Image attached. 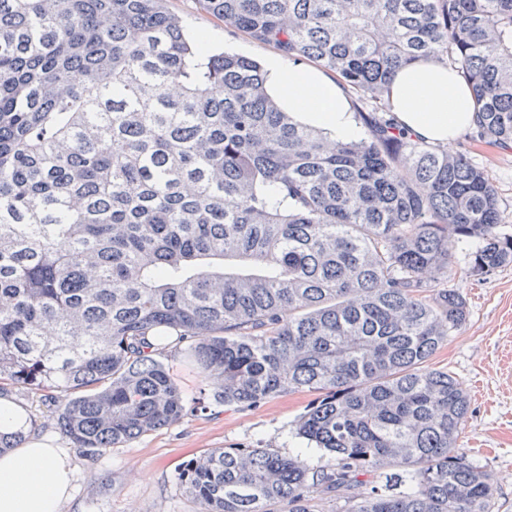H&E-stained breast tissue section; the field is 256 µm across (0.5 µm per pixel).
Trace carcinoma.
Returning <instances> with one entry per match:
<instances>
[{
  "instance_id": "carcinoma-1",
  "label": "carcinoma",
  "mask_w": 512,
  "mask_h": 512,
  "mask_svg": "<svg viewBox=\"0 0 512 512\" xmlns=\"http://www.w3.org/2000/svg\"><path fill=\"white\" fill-rule=\"evenodd\" d=\"M197 3L335 73L368 136L294 122L168 0H0V399L59 390L74 447L119 448L187 415L174 348L218 404L320 393L296 435L328 463L210 450L178 474L202 512H318L342 489L347 512H492L493 474L457 448L467 393L429 361L468 316L442 287L453 251L490 275L512 234L487 172L385 93L442 63L471 139L512 150V0Z\"/></svg>"
}]
</instances>
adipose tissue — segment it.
I'll return each instance as SVG.
<instances>
[{
  "mask_svg": "<svg viewBox=\"0 0 512 512\" xmlns=\"http://www.w3.org/2000/svg\"><path fill=\"white\" fill-rule=\"evenodd\" d=\"M266 87L300 123L335 140L355 137L359 124L340 83L313 63L281 55L264 66ZM398 121L419 139L445 145L471 128L475 105L465 82L450 68L420 61L400 68L387 93ZM72 456L52 442L29 438L0 455V512H63L71 497Z\"/></svg>",
  "mask_w": 512,
  "mask_h": 512,
  "instance_id": "obj_1",
  "label": "adipose tissue"
}]
</instances>
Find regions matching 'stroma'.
Here are the masks:
<instances>
[{
    "label": "stroma",
    "mask_w": 512,
    "mask_h": 512,
    "mask_svg": "<svg viewBox=\"0 0 512 512\" xmlns=\"http://www.w3.org/2000/svg\"><path fill=\"white\" fill-rule=\"evenodd\" d=\"M168 7L188 33L207 35L211 49L261 62L274 52L271 46L229 31L202 12L195 0H169ZM452 148L468 150L487 172L501 222L512 232V150L470 141L465 134ZM447 285L466 297L469 315L429 365L453 373L466 388L470 407L458 446L495 475L498 494L493 512H512V266L478 279L467 274L457 253ZM165 366L186 404L202 397L207 381L198 369L180 356L166 357ZM315 398V393L304 390L253 408L214 404L99 456L72 448L73 497L64 512H200V504L179 487L177 477L187 461L215 448L300 451L311 467L322 466L326 455L316 448L301 449L294 435L298 418Z\"/></svg>",
    "instance_id": "stroma-1"
}]
</instances>
